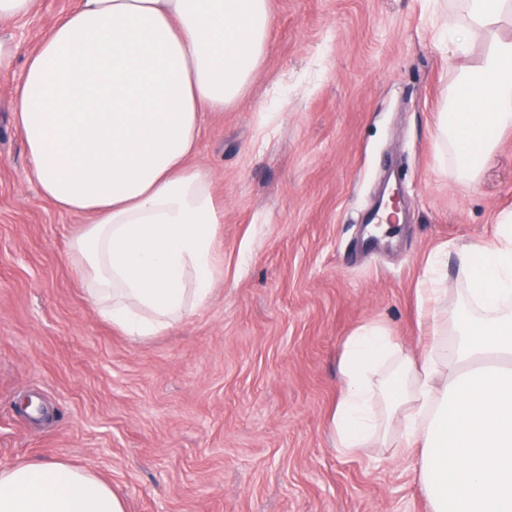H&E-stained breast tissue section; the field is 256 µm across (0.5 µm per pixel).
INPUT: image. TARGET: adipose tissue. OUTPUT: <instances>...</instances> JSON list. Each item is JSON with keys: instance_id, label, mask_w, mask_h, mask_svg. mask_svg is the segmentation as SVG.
<instances>
[{"instance_id": "obj_1", "label": "adipose tissue", "mask_w": 512, "mask_h": 512, "mask_svg": "<svg viewBox=\"0 0 512 512\" xmlns=\"http://www.w3.org/2000/svg\"><path fill=\"white\" fill-rule=\"evenodd\" d=\"M445 5L440 28L461 58L439 108L437 141L474 177L512 127V0ZM269 0H78L29 56L12 98L25 177L58 210L90 216L70 252L101 316L132 337L157 335L207 301L224 267V210L201 166L204 116L249 85L271 32ZM487 39L480 64H466ZM462 300L439 319V262L420 295L433 321L412 360L386 328L345 342L346 388L330 419L339 452L386 438L413 452L430 512H512V212L493 239L459 252ZM0 512H125L93 470L63 460L0 469Z\"/></svg>"}]
</instances>
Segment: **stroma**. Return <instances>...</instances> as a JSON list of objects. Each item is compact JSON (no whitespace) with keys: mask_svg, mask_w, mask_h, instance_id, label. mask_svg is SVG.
<instances>
[{"mask_svg":"<svg viewBox=\"0 0 512 512\" xmlns=\"http://www.w3.org/2000/svg\"><path fill=\"white\" fill-rule=\"evenodd\" d=\"M76 5L35 0L0 21L19 46L0 77V469L90 466L126 512H429L412 454L376 442L346 456L329 429L347 337L378 323L420 358L429 258L455 304L459 248L512 209V130L475 179L438 160L457 63L429 0H270L265 57L241 98L206 114L195 158L224 208V276L146 340L89 302L69 251L88 218L26 180L13 126L28 54ZM388 176L400 221L356 253L353 218Z\"/></svg>","mask_w":512,"mask_h":512,"instance_id":"1","label":"stroma"}]
</instances>
